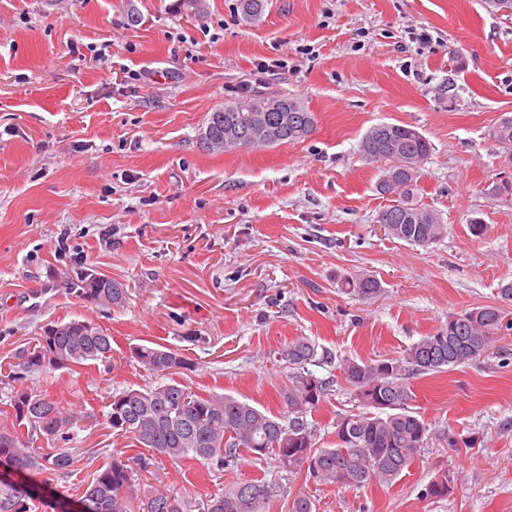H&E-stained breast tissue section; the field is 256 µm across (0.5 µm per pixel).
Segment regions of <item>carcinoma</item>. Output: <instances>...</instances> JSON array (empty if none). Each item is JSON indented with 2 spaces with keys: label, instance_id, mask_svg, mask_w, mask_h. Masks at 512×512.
I'll use <instances>...</instances> for the list:
<instances>
[{
  "label": "carcinoma",
  "instance_id": "1",
  "mask_svg": "<svg viewBox=\"0 0 512 512\" xmlns=\"http://www.w3.org/2000/svg\"><path fill=\"white\" fill-rule=\"evenodd\" d=\"M264 0H240L248 22L259 20ZM279 108L269 110L270 101ZM268 99L256 94L242 95L206 118L209 134L224 149L229 130L247 132L248 117L261 114L274 132L268 142L259 136L249 147H274L300 142L311 135L313 113L298 99L288 96ZM488 137L506 152L512 151V120L501 119L488 130ZM364 155L385 163L378 187L382 194L398 196L397 203L378 213L384 234L408 244L428 246L446 233V225L434 210L410 198L420 171L406 172L402 157L424 163L431 154L430 142L413 128L386 125L380 135L371 127L361 142ZM343 293L365 301L378 297L381 281L365 273L341 277ZM70 292L91 304L119 306L126 300L124 284L91 268L79 270L70 280ZM508 310L485 305L448 316V322L409 346L398 358L375 363L348 360L341 374L357 399L376 412L349 414L336 422L335 446H316V433L309 428L307 414L316 410L327 395L329 383L317 377L309 366L317 362V348L299 338L280 352L291 369L288 395L284 402L292 415L284 425L279 418L234 397L196 394L175 380L154 387L129 388L111 397L107 419L112 429L128 435L169 460L192 457L218 469L244 449L253 455L273 456L278 467L293 474L306 473L321 485L358 487L369 483L390 484L410 468L430 439L427 423L409 404L413 393L408 375L441 373L480 360L512 328L505 322ZM132 356L158 376L177 370H192L194 364L179 352L158 344L137 345ZM17 358L21 370L0 373V383L11 387L9 403L3 410L8 422L0 426V467L31 478L69 473L75 456L68 448L39 452L30 447L42 438L48 443L70 440L78 416L59 401L22 386L24 374L92 365L112 361V335L101 326L70 320L45 327L43 334L21 349ZM122 413L115 414V408ZM149 463L119 457L98 469L88 482L79 503L83 512H130L133 502L140 512H188L189 502L164 487L138 496L134 470ZM448 473L442 472L429 485L428 493L445 497L450 493ZM276 487L262 481L238 482L209 497L203 512H266ZM0 512H27L22 493L10 484L0 485Z\"/></svg>",
  "mask_w": 512,
  "mask_h": 512
}]
</instances>
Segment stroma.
I'll list each match as a JSON object with an SVG mask.
<instances>
[{
    "instance_id": "stroma-1",
    "label": "stroma",
    "mask_w": 512,
    "mask_h": 512,
    "mask_svg": "<svg viewBox=\"0 0 512 512\" xmlns=\"http://www.w3.org/2000/svg\"><path fill=\"white\" fill-rule=\"evenodd\" d=\"M175 2L0 0V365L71 319L107 330L115 359L28 376L79 417L72 473L49 477L29 512H67L113 455H148L106 420L109 396L159 382L133 345L191 358L174 378L195 393L284 417L278 352L307 338L328 354L313 371L330 390L307 417L328 448L337 417L364 410L343 360L399 357L449 315L501 304L512 281V197L492 192L512 163L487 136L512 116V14L490 0H268L250 23L239 0H205L197 15ZM108 41L111 58L98 57ZM247 91L299 98L314 132L202 151L207 116ZM380 123L432 146L414 195L447 226L436 243L385 237L375 222L391 198L361 141ZM82 267L126 284V305L73 297ZM357 271L381 281L379 298L338 292ZM409 381L432 438L391 484L320 485L244 450L220 471L159 459L136 484L173 489L190 512L243 480L278 486L268 512H290L301 492L320 512H512V329L480 360ZM470 434L481 444L449 446ZM441 471L453 491L436 498Z\"/></svg>"
}]
</instances>
